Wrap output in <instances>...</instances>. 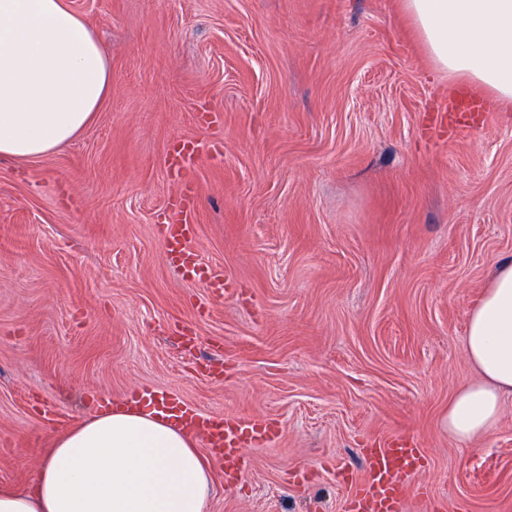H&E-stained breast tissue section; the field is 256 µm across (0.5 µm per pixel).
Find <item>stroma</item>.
<instances>
[{
    "label": "stroma",
    "mask_w": 512,
    "mask_h": 512,
    "mask_svg": "<svg viewBox=\"0 0 512 512\" xmlns=\"http://www.w3.org/2000/svg\"><path fill=\"white\" fill-rule=\"evenodd\" d=\"M69 3L112 92L71 144L0 159V486L31 483L99 397L155 388L278 429L242 480L210 463L208 512H341L337 465L384 435L428 454L405 512H512V396L487 438L448 435L477 379L467 314L512 259V105L423 137L460 83L401 0ZM184 181L198 257L235 295L165 259Z\"/></svg>",
    "instance_id": "obj_1"
}]
</instances>
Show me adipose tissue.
<instances>
[{"instance_id": "obj_1", "label": "adipose tissue", "mask_w": 512, "mask_h": 512, "mask_svg": "<svg viewBox=\"0 0 512 512\" xmlns=\"http://www.w3.org/2000/svg\"><path fill=\"white\" fill-rule=\"evenodd\" d=\"M434 67L512 101V0H402ZM112 90L95 30L68 0H0V158L36 160L75 139ZM478 373L448 403L459 446L487 437L512 395V260L467 318ZM211 476L190 437L157 410L122 405L58 436L29 487L0 512H207Z\"/></svg>"}]
</instances>
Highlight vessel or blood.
I'll list each match as a JSON object with an SVG mask.
<instances>
[{"label": "vessel or blood", "instance_id": "b4317fda", "mask_svg": "<svg viewBox=\"0 0 512 512\" xmlns=\"http://www.w3.org/2000/svg\"><path fill=\"white\" fill-rule=\"evenodd\" d=\"M484 100L474 90L458 91L447 111L431 114L432 127L447 129L455 137L475 131L476 112L482 111ZM194 228L186 207L173 205L161 235L170 264L183 276H206L211 288L221 290L229 280L223 271L202 268L190 243ZM132 402L149 403L170 414L190 435L203 439L207 453L224 463L227 476H240L246 470V448L250 443L270 439L273 428L263 420L216 417L203 413L173 393L132 395ZM364 466L361 473L345 472L343 481L348 494L343 512H404L410 481L421 469L425 451L410 439L395 436L372 438L360 450Z\"/></svg>", "mask_w": 512, "mask_h": 512}]
</instances>
